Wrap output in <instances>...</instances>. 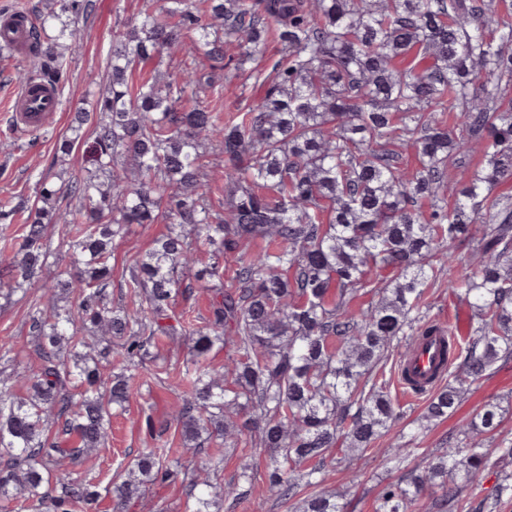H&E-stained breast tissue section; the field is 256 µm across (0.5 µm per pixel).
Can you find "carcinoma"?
Instances as JSON below:
<instances>
[{"instance_id":"1","label":"carcinoma","mask_w":512,"mask_h":512,"mask_svg":"<svg viewBox=\"0 0 512 512\" xmlns=\"http://www.w3.org/2000/svg\"><path fill=\"white\" fill-rule=\"evenodd\" d=\"M57 2L59 10L33 24L24 82L56 83L65 51L83 38L79 16L89 0ZM207 2L204 21L191 0H165L115 39L90 166L58 187L42 183V206L29 215L22 243L0 250V292L43 290L29 317L40 366L17 377L24 393L0 390L4 512L22 499L41 512H92L98 491L77 468L106 441L112 412L126 411L128 370L161 337L191 341L173 412L186 442L230 440L266 453L269 488L281 502L326 480L329 449L348 463L397 419L377 371L391 344L407 351L438 328L420 316L429 279L448 277V292L481 316L474 336L448 344L440 377L450 381L432 385L428 418L452 413L466 385L512 358V198L492 195L512 179V107L503 106L512 89V18L495 0ZM61 12L72 16L62 29L67 43L43 44ZM273 26L283 58L261 102L237 122L200 100L213 88L210 77L129 82L135 61L164 53L222 62L226 39L237 42L240 67ZM208 143L224 155L232 195L222 216L207 198ZM479 143L481 162L451 176L449 165ZM406 144L417 150L413 167L400 151ZM62 196L72 204L63 212ZM58 222L76 227L61 243L71 266L49 283L46 233ZM155 223L179 231L136 262L127 286L138 305L112 306V243L134 224ZM476 224L484 226L479 237ZM257 238L265 245L237 258L234 286L201 288L212 294L206 325L170 323L188 282L219 276L221 262ZM463 245L481 260L453 279ZM200 253L209 263L197 271ZM62 295L74 305L59 306ZM217 343L220 368L207 362ZM501 418L498 403L484 404L423 471L386 486L375 512H411L423 498L429 512H493L511 500L512 473L499 477L492 499L473 495L495 466L475 438L496 431ZM134 466L112 483L113 512L181 472L179 461L164 465L152 448ZM240 478L224 485L191 476L187 512H235L252 482L246 470ZM300 512L342 510L335 496L317 493Z\"/></svg>"}]
</instances>
